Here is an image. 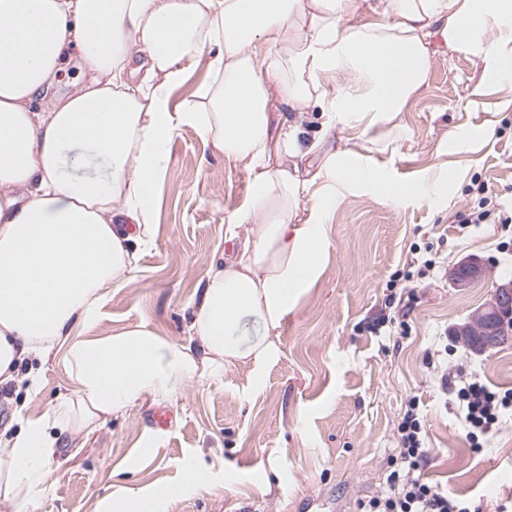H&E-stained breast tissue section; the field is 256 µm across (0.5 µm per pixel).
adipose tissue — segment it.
Here are the masks:
<instances>
[{"label": "adipose tissue", "mask_w": 512, "mask_h": 512, "mask_svg": "<svg viewBox=\"0 0 512 512\" xmlns=\"http://www.w3.org/2000/svg\"><path fill=\"white\" fill-rule=\"evenodd\" d=\"M358 11L357 0H0V382L33 356L61 359L76 386L0 450V505L46 490L60 435L144 399L172 402L235 360H253L262 385L273 330L322 273L315 251L341 192L429 196L425 180L391 188L357 152L329 147L327 132L394 124L427 81L434 34L479 59L488 82L512 83V0H379L373 21ZM69 47L90 81L33 111ZM202 63L210 82L172 110L173 90ZM333 75L343 82L331 92ZM313 105L326 131L310 141ZM185 126L249 175L227 219L242 248L203 278L188 343L144 324L93 335L135 275L136 245L156 235V187ZM316 179L324 195L300 216ZM182 493L119 485L102 512H168Z\"/></svg>", "instance_id": "obj_1"}]
</instances>
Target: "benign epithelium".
I'll list each match as a JSON object with an SVG mask.
<instances>
[{
	"mask_svg": "<svg viewBox=\"0 0 512 512\" xmlns=\"http://www.w3.org/2000/svg\"><path fill=\"white\" fill-rule=\"evenodd\" d=\"M487 267L477 256L463 259L452 271L454 285L460 289L484 279ZM512 330V280L496 284L491 298L473 319L456 325L452 335L486 350L499 344L501 336Z\"/></svg>",
	"mask_w": 512,
	"mask_h": 512,
	"instance_id": "7a95c632",
	"label": "benign epithelium"
}]
</instances>
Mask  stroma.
Returning <instances> with one entry per match:
<instances>
[{
	"label": "stroma",
	"instance_id": "obj_1",
	"mask_svg": "<svg viewBox=\"0 0 512 512\" xmlns=\"http://www.w3.org/2000/svg\"><path fill=\"white\" fill-rule=\"evenodd\" d=\"M483 80L475 59L449 52L442 35L429 44L427 83L400 117L368 138L331 130L333 146L350 147L384 176L411 184L435 176L428 201L386 202L354 188L331 209L319 251L322 274L274 330V358L264 383L253 385L254 364L237 360L218 381L185 386L159 407L139 401L68 444L49 464V488L18 512H100L113 485L162 489L183 483L204 464L196 487L168 512H357L379 491L395 428L409 396L426 420L427 479L473 501L480 512H512V420L480 453L472 452L457 409L425 366L431 344L469 320L496 282L512 279V228L465 224L485 192L512 203V84L473 95ZM250 191L239 165L212 154L197 132L181 128L169 146V172L157 187V234L140 247L138 270L103 305L94 334L108 336L138 324L177 342L189 339V302L214 256L232 255L229 215ZM470 255L484 259L485 279L457 290L453 267ZM438 267L388 306L387 283L398 271H417L426 257ZM406 315L375 334L380 314ZM449 370L477 367L487 384L512 387V341L475 354L455 341ZM11 383L0 431L14 437L21 419L48 412L73 383L60 360L34 359ZM171 418L158 427L154 414ZM223 486H215L216 477Z\"/></svg>",
	"mask_w": 512,
	"mask_h": 512
}]
</instances>
